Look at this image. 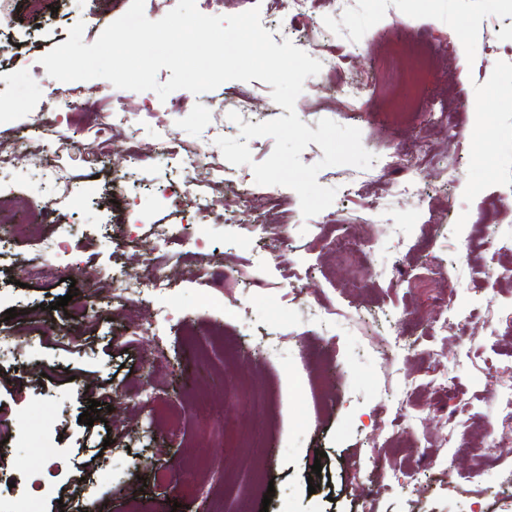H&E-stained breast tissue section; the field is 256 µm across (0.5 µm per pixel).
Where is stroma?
Segmentation results:
<instances>
[{"mask_svg": "<svg viewBox=\"0 0 512 512\" xmlns=\"http://www.w3.org/2000/svg\"><path fill=\"white\" fill-rule=\"evenodd\" d=\"M52 4L34 17L13 0L0 20V151L13 155L0 182L29 227L0 256V418L13 427L0 446V512L19 499L30 512H512V432L496 434L492 456L476 453L505 398L497 382L512 379V204H502L512 201V0H315L305 33L287 37L271 0L203 7L256 8L276 44H320L322 69L295 103L310 128L357 127L371 152L429 145L414 193L396 173L322 169L318 183L338 190L330 224L303 218L283 186L266 209L241 211V188L264 191L246 165H225L211 213L168 193L182 161L158 154V140L216 155L218 137L239 134L229 112L254 125L284 115L257 79L165 101L78 82L101 103L122 99L128 117L88 166L100 115L66 109L64 82L40 59L80 22L92 44L131 0ZM340 55L347 66L330 68ZM479 109L490 131L476 148L465 133ZM42 119L78 138L58 164L83 200L54 214L52 180L38 173L49 143L27 133ZM133 149L143 164L131 172L121 160ZM350 222L364 243L354 267L334 254ZM63 224L61 278L19 287L16 264ZM159 224L186 227L164 247L169 288L117 295L113 280L144 269ZM275 234L283 245L271 255ZM90 279L98 318L73 300L52 309ZM116 393L100 421L79 423L89 400ZM316 462L329 482L312 492Z\"/></svg>", "mask_w": 512, "mask_h": 512, "instance_id": "1", "label": "stroma"}]
</instances>
